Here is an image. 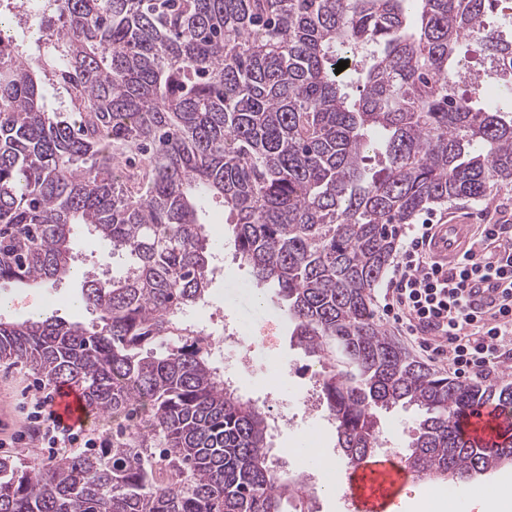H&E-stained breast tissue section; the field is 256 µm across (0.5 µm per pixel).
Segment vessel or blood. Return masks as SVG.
<instances>
[{"label":"vessel or blood","mask_w":512,"mask_h":512,"mask_svg":"<svg viewBox=\"0 0 512 512\" xmlns=\"http://www.w3.org/2000/svg\"><path fill=\"white\" fill-rule=\"evenodd\" d=\"M476 230L473 224L439 225L430 245L434 259L443 263L455 262L465 252ZM53 409L65 424L73 427L83 425L89 419L80 391L72 387L59 388ZM497 419V413L486 408L470 416L471 441L482 448L493 447L492 424ZM343 473L354 512H396L399 488L409 476L408 470L396 458L369 459L345 466Z\"/></svg>","instance_id":"1"}]
</instances>
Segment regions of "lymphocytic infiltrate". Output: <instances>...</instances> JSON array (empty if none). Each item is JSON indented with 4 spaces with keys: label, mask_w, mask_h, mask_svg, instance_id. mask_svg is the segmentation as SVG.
Instances as JSON below:
<instances>
[{
    "label": "lymphocytic infiltrate",
    "mask_w": 512,
    "mask_h": 512,
    "mask_svg": "<svg viewBox=\"0 0 512 512\" xmlns=\"http://www.w3.org/2000/svg\"><path fill=\"white\" fill-rule=\"evenodd\" d=\"M432 231L429 223L403 228L383 312L415 336L430 360L447 361L456 376L489 374L512 343V306L493 302L483 311H473L468 287L492 279L512 293V225H482L471 244L472 254L448 266L429 255ZM53 398V389L43 384L32 387L26 396L24 443L53 452L111 447L109 436L63 425L52 410Z\"/></svg>",
    "instance_id": "obj_1"
}]
</instances>
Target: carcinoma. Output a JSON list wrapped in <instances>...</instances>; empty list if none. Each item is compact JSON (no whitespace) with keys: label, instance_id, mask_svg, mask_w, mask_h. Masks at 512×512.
Instances as JSON below:
<instances>
[{"label":"carcinoma","instance_id":"carcinoma-1","mask_svg":"<svg viewBox=\"0 0 512 512\" xmlns=\"http://www.w3.org/2000/svg\"><path fill=\"white\" fill-rule=\"evenodd\" d=\"M512 0H55L36 4L32 69L0 27V283L76 267L74 226L129 264L82 276L86 326L0 316V359L112 413V447L42 470L0 458V512H289L306 477L270 457L269 417L206 354L186 312L209 296L201 203L224 208L239 267L271 290L319 382L346 463L378 448L381 413L421 420L404 460L455 485L512 461L458 420L512 387L428 368L376 321L397 227L512 184V96L457 84L481 46L501 90ZM354 59L356 97L335 74ZM70 111L48 112L41 77Z\"/></svg>","mask_w":512,"mask_h":512}]
</instances>
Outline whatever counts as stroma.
Listing matches in <instances>:
<instances>
[{
    "label": "stroma",
    "instance_id": "35a3bbf8",
    "mask_svg": "<svg viewBox=\"0 0 512 512\" xmlns=\"http://www.w3.org/2000/svg\"><path fill=\"white\" fill-rule=\"evenodd\" d=\"M434 223L446 224L456 221L462 224H499L512 221V184L494 189L489 199L482 203L457 201L448 207L437 209ZM81 281L75 277L62 280L55 286L41 288L22 287L14 283L0 285V294L9 298L8 307L0 314L13 320L28 319L32 310L59 316L69 321L89 322L90 313L75 305L74 299L80 293ZM213 309L198 312L196 318L203 324L220 318L227 319L232 327L244 332L255 343L253 356L257 363L268 364L283 358L293 363V370L283 376L276 385H268L257 374L239 377L237 386L241 394L254 402H261L266 392H274L276 400H294L308 380V372L315 361L303 350L294 346L288 326L277 307L264 306L258 300L246 270L234 261L224 264V275L212 284ZM41 378L21 363L0 360V406L10 416L11 428H18L20 415L14 403L17 395L26 385L40 383ZM316 443L322 456L344 466L345 458L336 448V433L333 429L310 419L300 430L274 438L270 453L277 458L280 466H288L295 449Z\"/></svg>",
    "mask_w": 512,
    "mask_h": 512
}]
</instances>
